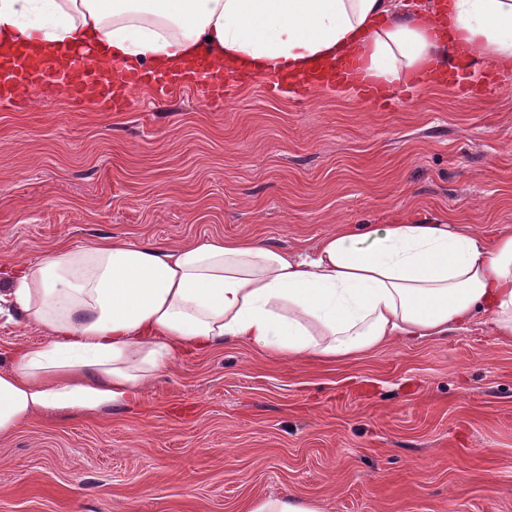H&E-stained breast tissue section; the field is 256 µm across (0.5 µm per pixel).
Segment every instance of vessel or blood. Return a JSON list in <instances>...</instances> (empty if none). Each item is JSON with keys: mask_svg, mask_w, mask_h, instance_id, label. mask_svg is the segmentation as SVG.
<instances>
[{"mask_svg": "<svg viewBox=\"0 0 512 512\" xmlns=\"http://www.w3.org/2000/svg\"><path fill=\"white\" fill-rule=\"evenodd\" d=\"M70 58L68 72L58 77L54 75L51 64L41 59L31 47L22 46L0 53V102H12L17 91L23 88L46 101L54 100L59 94H66L78 112L89 105L104 112H119L125 109L130 93L135 89L166 94L174 90L196 88L204 93L211 104L220 106L236 92L256 84L271 93L279 91L283 86L292 85L304 95L309 90L340 83L354 87L360 97L378 102L381 107H389L392 103L388 96L376 98L370 81L363 73L360 60L355 56L339 58L326 65H315L299 75L240 71L222 77L213 75L201 62L187 64L167 74L142 68L128 75L102 71L91 56L82 51L71 52ZM476 60L473 51L461 50L447 61L432 62L431 68L438 73V84H451L454 92L466 99L474 94V85L454 80L453 75L455 71L467 68Z\"/></svg>", "mask_w": 512, "mask_h": 512, "instance_id": "1", "label": "vessel or blood"}]
</instances>
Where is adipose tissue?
<instances>
[{
	"label": "adipose tissue",
	"instance_id": "obj_1",
	"mask_svg": "<svg viewBox=\"0 0 512 512\" xmlns=\"http://www.w3.org/2000/svg\"><path fill=\"white\" fill-rule=\"evenodd\" d=\"M448 21L458 46L512 61V0H448ZM0 41L58 59L86 45L108 70L203 54L218 67L299 71L355 54L383 89L450 52L431 6L409 0H0ZM3 314L47 341L0 371L1 434L44 410L133 404L175 362L222 343L335 364L477 321L512 340V231L399 216L288 251L221 236L60 244L0 266Z\"/></svg>",
	"mask_w": 512,
	"mask_h": 512
}]
</instances>
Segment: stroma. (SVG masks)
Returning <instances> with one entry per match:
<instances>
[{"label":"stroma","instance_id":"stroma-1","mask_svg":"<svg viewBox=\"0 0 512 512\" xmlns=\"http://www.w3.org/2000/svg\"><path fill=\"white\" fill-rule=\"evenodd\" d=\"M132 99L0 104L1 261L112 238L288 250L397 212L512 230V64L470 98L426 83L389 112L259 85L220 108ZM289 494L322 512H512V342L475 324L336 366L221 345L139 403L0 435V512H244Z\"/></svg>","mask_w":512,"mask_h":512}]
</instances>
